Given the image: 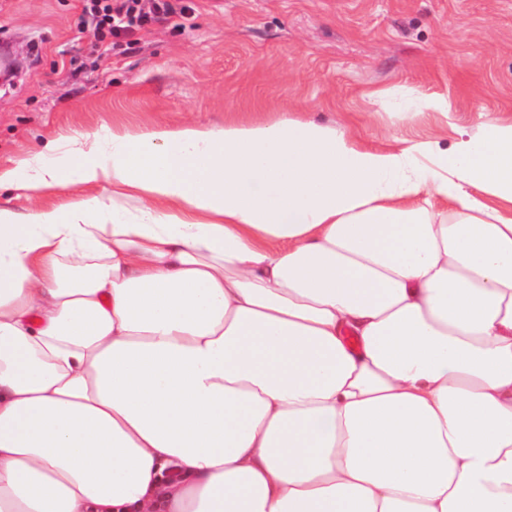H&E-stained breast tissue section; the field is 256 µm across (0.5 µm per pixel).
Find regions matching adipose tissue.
I'll use <instances>...</instances> for the list:
<instances>
[{"label":"adipose tissue","mask_w":512,"mask_h":512,"mask_svg":"<svg viewBox=\"0 0 512 512\" xmlns=\"http://www.w3.org/2000/svg\"><path fill=\"white\" fill-rule=\"evenodd\" d=\"M2 184L89 193L0 209V512H512V118L115 130Z\"/></svg>","instance_id":"obj_1"}]
</instances>
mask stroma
Segmentation results:
<instances>
[{
	"mask_svg": "<svg viewBox=\"0 0 512 512\" xmlns=\"http://www.w3.org/2000/svg\"><path fill=\"white\" fill-rule=\"evenodd\" d=\"M159 19L101 51L83 0H0V44L18 66L0 88V170L112 129L220 128L315 120L373 146L405 138L451 147L456 127L512 116V0H172ZM447 95L449 114L398 112L371 94ZM0 187L25 216L76 200Z\"/></svg>",
	"mask_w": 512,
	"mask_h": 512,
	"instance_id": "1",
	"label": "stroma"
}]
</instances>
